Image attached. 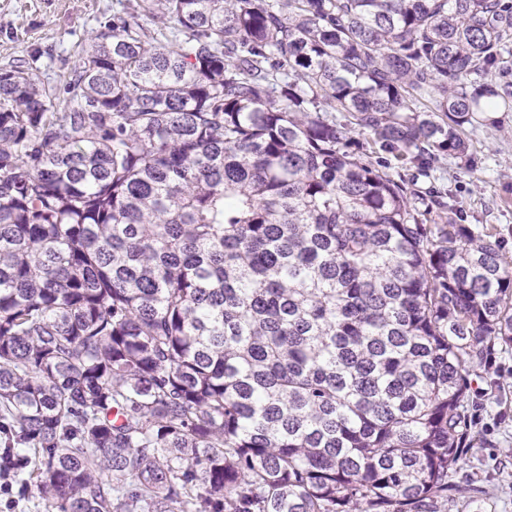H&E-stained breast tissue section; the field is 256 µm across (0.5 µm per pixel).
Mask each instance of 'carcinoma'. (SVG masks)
<instances>
[{
  "mask_svg": "<svg viewBox=\"0 0 512 512\" xmlns=\"http://www.w3.org/2000/svg\"><path fill=\"white\" fill-rule=\"evenodd\" d=\"M92 41L62 109L0 68L3 487L466 512L512 265L436 172L512 112V0H125Z\"/></svg>",
  "mask_w": 512,
  "mask_h": 512,
  "instance_id": "obj_1",
  "label": "carcinoma"
}]
</instances>
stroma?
<instances>
[{
    "mask_svg": "<svg viewBox=\"0 0 512 512\" xmlns=\"http://www.w3.org/2000/svg\"><path fill=\"white\" fill-rule=\"evenodd\" d=\"M120 0H0V66L21 59L57 88L64 105L68 63L89 47L96 31L112 20ZM477 167L461 169L454 159L441 162L440 175L451 184L468 212L467 222L492 230L512 262V112L498 128L473 137ZM471 435L467 474L489 485L495 512H512V349L496 350L480 368L470 389Z\"/></svg>",
    "mask_w": 512,
    "mask_h": 512,
    "instance_id": "1",
    "label": "stroma"
}]
</instances>
